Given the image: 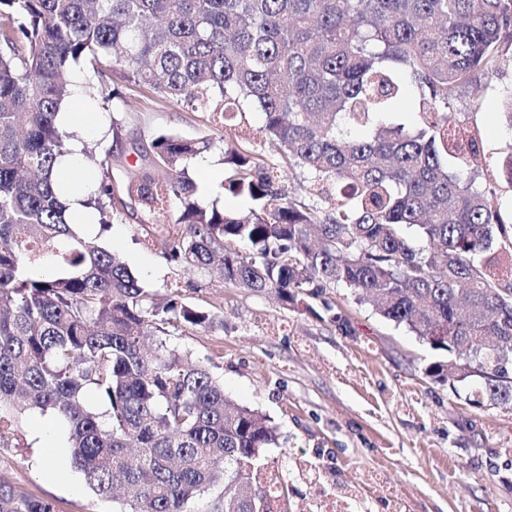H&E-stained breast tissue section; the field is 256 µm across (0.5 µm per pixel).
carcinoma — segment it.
I'll use <instances>...</instances> for the list:
<instances>
[{
    "label": "carcinoma",
    "mask_w": 512,
    "mask_h": 512,
    "mask_svg": "<svg viewBox=\"0 0 512 512\" xmlns=\"http://www.w3.org/2000/svg\"><path fill=\"white\" fill-rule=\"evenodd\" d=\"M512 52V0H0V447L37 409L66 428L90 489L123 490L116 512H267L254 464L278 442L262 413L224 395L208 365L149 336L224 329L159 302L131 269L69 223L71 154L58 115L71 70L97 73L207 116L226 131L249 108L280 161L224 146L223 195L206 205L189 161L207 137L155 133L152 161H126L122 127L87 204L175 208L167 260L217 274L286 307L353 290L385 319L453 357L427 375L474 407L512 405V224L496 182L473 167L481 143L460 92ZM413 98L416 122L392 118ZM370 131L353 138L350 131ZM302 176V195L280 186ZM249 245L250 252L236 249ZM92 390L102 408L82 401ZM0 512H55L0 474Z\"/></svg>",
    "instance_id": "carcinoma-1"
}]
</instances>
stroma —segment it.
Listing matches in <instances>:
<instances>
[{
	"instance_id": "35a3bbf8",
	"label": "stroma",
	"mask_w": 512,
	"mask_h": 512,
	"mask_svg": "<svg viewBox=\"0 0 512 512\" xmlns=\"http://www.w3.org/2000/svg\"><path fill=\"white\" fill-rule=\"evenodd\" d=\"M83 92L71 98L62 128L70 144L93 150L83 159L88 184L103 178L98 156L112 147V124L126 142H144L163 131L211 134L202 115L167 105L132 89L115 111L96 94L98 77L75 68ZM512 87V63L479 79L457 107L472 98L483 108L469 124L482 141L483 166L498 169L512 150V128L504 119V92ZM98 114L97 129H82V113ZM222 142L190 166L205 201L228 210L246 209L241 197H218L209 172L223 173ZM78 233L120 255L159 296L182 288L184 302L219 315L220 331H186L168 337L169 347L207 362L226 396L266 414L280 435L264 449L260 470L283 476L288 512H323L327 496L347 495V512H512V406L475 408L447 384L433 381L426 367L448 355L426 340L382 318L350 290H327L311 310L284 308L273 295L224 283L207 271L169 263L165 218L144 224L123 214L109 225L91 222ZM345 317L339 330L326 306ZM49 420L37 410L21 418L9 447H0V473L27 493L51 500L57 512H114L111 494L89 489L57 452V473L44 469L41 438Z\"/></svg>"
}]
</instances>
